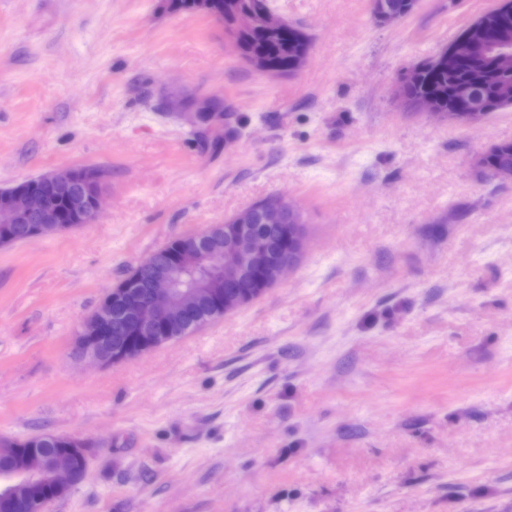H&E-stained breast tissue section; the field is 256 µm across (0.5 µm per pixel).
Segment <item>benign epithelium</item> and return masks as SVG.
I'll return each instance as SVG.
<instances>
[{
  "mask_svg": "<svg viewBox=\"0 0 512 512\" xmlns=\"http://www.w3.org/2000/svg\"><path fill=\"white\" fill-rule=\"evenodd\" d=\"M288 20L270 6L258 7L249 15L236 17L239 28L279 29ZM464 59L476 62L468 82L450 90L456 107L439 112L430 98L412 100L403 84L393 85L395 105L413 114L433 115L450 122L470 125L484 119L489 110L477 105L462 108L471 90L485 82L493 71L512 69V30L504 28L496 41L487 39L483 23L473 20L456 39L444 46L437 60L446 63L448 73ZM229 111L221 103L202 100L188 117L194 127L210 128L224 123ZM80 178L85 186L82 203L72 210L70 223L88 224L99 215L103 192L93 186L96 173L85 169ZM24 200L17 208H0V235L8 238L14 224L31 225L33 237H43L48 225L62 231L55 198L36 182L23 183ZM245 209L224 221V245L210 246L205 239L211 233L185 237L176 251L164 261L154 262L149 272L136 265L101 299L96 310L83 322L76 339L79 357L97 365L110 367L137 358L152 349L183 335L182 322L176 315L185 314L197 296L211 300L215 308L228 315L260 297L299 264L306 251L307 235L302 211L286 198L266 202L259 208V223ZM282 231L283 243L273 252L272 242L263 226ZM205 268L209 275L198 288L187 293L176 288L182 274L189 269ZM88 473L86 448L77 439L67 448H41L27 456L12 453L0 458V512H47L56 496L81 482Z\"/></svg>",
  "mask_w": 512,
  "mask_h": 512,
  "instance_id": "benign-epithelium-1",
  "label": "benign epithelium"
}]
</instances>
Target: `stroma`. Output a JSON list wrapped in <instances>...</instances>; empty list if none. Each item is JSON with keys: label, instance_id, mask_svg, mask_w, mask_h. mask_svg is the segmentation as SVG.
I'll return each instance as SVG.
<instances>
[{"label": "stroma", "instance_id": "1", "mask_svg": "<svg viewBox=\"0 0 512 512\" xmlns=\"http://www.w3.org/2000/svg\"><path fill=\"white\" fill-rule=\"evenodd\" d=\"M297 74L243 64L221 23L159 0H0V188L93 166L103 214L0 247V437L90 441L48 512H512V183L475 126L399 111L395 77L498 0H272ZM214 97L188 139L167 103ZM271 194L307 222L253 303L112 367L74 355L123 273ZM382 5L386 11L390 12H401L404 10L403 14H394L388 13L381 10L379 6L378 0H370L371 3V15L373 20L378 24H388L402 16L410 14L416 8L418 0H381ZM406 2V7H405ZM405 7V9H404ZM230 112L220 102L213 100H202L195 104L188 117V122L193 127L210 128L224 123V113ZM485 154L484 165L480 168L481 172L490 178H497L502 183H512V172H510L512 171V141L497 143L489 152L478 155L475 159L476 166H481Z\"/></svg>", "mask_w": 512, "mask_h": 512}]
</instances>
